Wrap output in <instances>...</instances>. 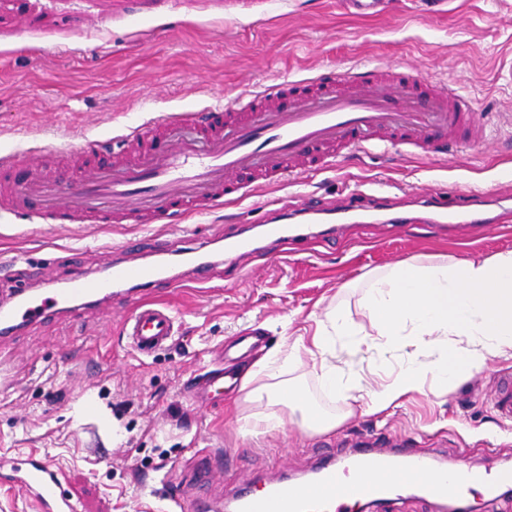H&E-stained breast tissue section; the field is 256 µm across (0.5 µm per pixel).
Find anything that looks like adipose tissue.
Wrapping results in <instances>:
<instances>
[{"mask_svg":"<svg viewBox=\"0 0 512 512\" xmlns=\"http://www.w3.org/2000/svg\"><path fill=\"white\" fill-rule=\"evenodd\" d=\"M374 333L359 336L343 309L331 308L312 335L293 336L253 365L243 378L253 402L264 410L244 418L241 431L256 435L296 423L303 431L336 428L335 416L305 404L300 389L280 382L281 372L313 361L321 387L377 412L419 391L424 380L448 387L495 360H512V252L484 260L400 261L369 275L361 298ZM352 337L355 349L407 350L397 368L384 370L376 386L337 359V337Z\"/></svg>","mask_w":512,"mask_h":512,"instance_id":"adipose-tissue-1","label":"adipose tissue"}]
</instances>
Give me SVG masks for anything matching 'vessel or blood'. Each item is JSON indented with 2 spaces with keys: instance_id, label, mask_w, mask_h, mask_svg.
Instances as JSON below:
<instances>
[{
  "instance_id": "1",
  "label": "vessel or blood",
  "mask_w": 512,
  "mask_h": 512,
  "mask_svg": "<svg viewBox=\"0 0 512 512\" xmlns=\"http://www.w3.org/2000/svg\"><path fill=\"white\" fill-rule=\"evenodd\" d=\"M485 130L465 96L452 87L435 89L415 67L365 66L340 79L321 72L269 84L221 114L180 112L128 126L115 160L64 180L1 157L0 217L30 216L45 224H180L257 189L334 166L350 151L389 142L434 159L447 154L449 139L478 144ZM370 199L358 189L330 206L308 201L303 214L310 224L342 226L353 223ZM265 224L266 240L279 241L288 232V215L270 212ZM131 282L142 298L121 331L136 352L151 354L167 346L178 328L171 309L155 296L164 282L161 272L149 266L114 265L104 277L78 276L68 287L20 297L0 307V334L52 317L108 284ZM0 479L27 495L36 512H78L47 459L0 463ZM489 482L512 485V471L483 472L463 463L435 470L408 442L388 451L365 442L347 465H324L312 482L284 480L239 496L237 512H349L351 503L383 501L397 490L443 500Z\"/></svg>"
}]
</instances>
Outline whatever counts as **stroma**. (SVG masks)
Masks as SVG:
<instances>
[{
    "label": "stroma",
    "mask_w": 512,
    "mask_h": 512,
    "mask_svg": "<svg viewBox=\"0 0 512 512\" xmlns=\"http://www.w3.org/2000/svg\"><path fill=\"white\" fill-rule=\"evenodd\" d=\"M377 63L412 64L457 87L486 119L487 141L435 161L380 146L175 227L0 223L1 299L66 287L78 273L99 277L117 262L161 265L177 281L161 296L179 327L172 346L135 352L120 331L135 294L119 286L79 319L65 312L0 340V457L50 459L79 512H173L168 492L202 450L222 455L211 487L222 503L244 482L313 473L322 451L346 460L366 434L413 438L440 464L463 456L484 471L512 468V426H498L492 409L509 363L445 389L425 383L401 406L366 414L324 393L307 359L285 380L341 423L325 433L291 424L239 431L261 408L245 399L246 371L288 337L311 334L332 306L371 333L359 291L367 274L401 260L512 251V81L503 76L512 70V0H383L369 17L349 13L343 0H0V156L62 176L73 159L55 143L117 135L164 113L218 111L285 78ZM361 185L397 201L429 189L480 190L505 217L460 240L429 224L401 233L374 210L369 223L350 226V242L334 246L322 225L295 224L287 255L244 249L207 285L181 257L123 246L177 234L184 248L208 242L220 261L235 229L230 216L259 224L271 203H330ZM348 282L353 290L343 291Z\"/></svg>",
    "instance_id": "stroma-1"
}]
</instances>
